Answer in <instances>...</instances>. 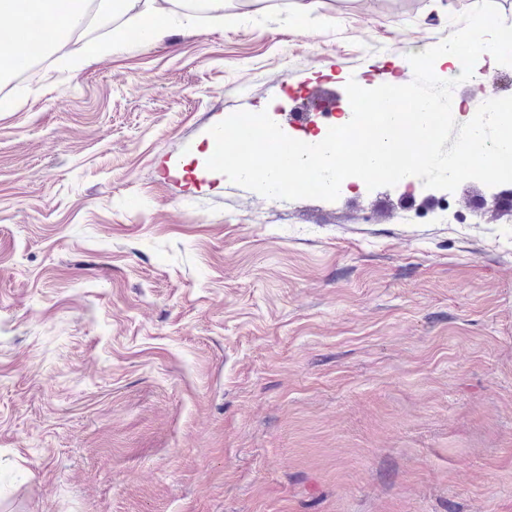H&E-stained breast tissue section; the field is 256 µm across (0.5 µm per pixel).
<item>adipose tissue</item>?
<instances>
[{
	"label": "adipose tissue",
	"mask_w": 512,
	"mask_h": 512,
	"mask_svg": "<svg viewBox=\"0 0 512 512\" xmlns=\"http://www.w3.org/2000/svg\"><path fill=\"white\" fill-rule=\"evenodd\" d=\"M175 0H96V14L100 18H110L116 13H131L141 19V39L143 43L155 44L169 34L178 17L173 4ZM77 14L66 16L52 41L61 61L71 70L83 68L90 58H103L123 50L124 35L121 29H113L111 39L93 42L79 49H70L69 43L76 29Z\"/></svg>",
	"instance_id": "ef3b65f1"
}]
</instances>
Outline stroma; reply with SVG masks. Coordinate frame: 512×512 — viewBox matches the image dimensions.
<instances>
[{
    "instance_id": "obj_1",
    "label": "stroma",
    "mask_w": 512,
    "mask_h": 512,
    "mask_svg": "<svg viewBox=\"0 0 512 512\" xmlns=\"http://www.w3.org/2000/svg\"><path fill=\"white\" fill-rule=\"evenodd\" d=\"M296 2L0 87V512H512V207L206 167L283 85L411 82L475 0Z\"/></svg>"
}]
</instances>
